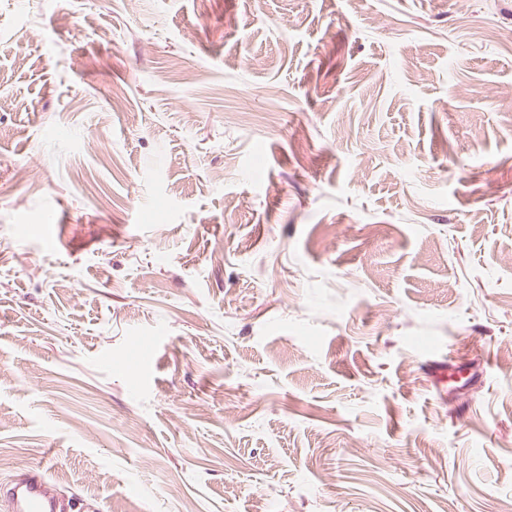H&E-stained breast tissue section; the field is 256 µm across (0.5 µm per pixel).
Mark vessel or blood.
<instances>
[{
  "label": "vessel or blood",
  "mask_w": 512,
  "mask_h": 512,
  "mask_svg": "<svg viewBox=\"0 0 512 512\" xmlns=\"http://www.w3.org/2000/svg\"><path fill=\"white\" fill-rule=\"evenodd\" d=\"M424 376L430 392L440 399L448 393L464 390L472 382L471 376L463 374L462 370L437 360L428 361ZM54 460V455H47L43 465L22 468L20 474L7 484L0 496L4 497L11 512H69V502L60 497L48 477Z\"/></svg>",
  "instance_id": "1"
}]
</instances>
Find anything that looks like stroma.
<instances>
[{"instance_id": "1", "label": "stroma", "mask_w": 512, "mask_h": 512, "mask_svg": "<svg viewBox=\"0 0 512 512\" xmlns=\"http://www.w3.org/2000/svg\"><path fill=\"white\" fill-rule=\"evenodd\" d=\"M510 347L512 0H0V484L512 512ZM423 374L430 392L438 399H443L448 392L459 393L467 388L473 379V374L464 375L462 370L448 368V363L437 360H429Z\"/></svg>"}]
</instances>
